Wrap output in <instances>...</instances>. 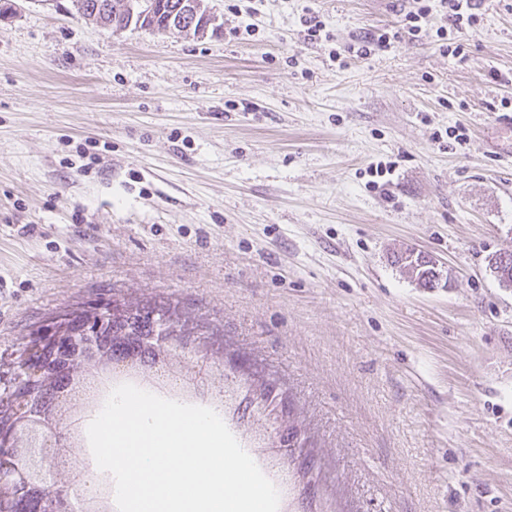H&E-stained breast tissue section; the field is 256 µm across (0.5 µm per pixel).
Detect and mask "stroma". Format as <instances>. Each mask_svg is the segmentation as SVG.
I'll use <instances>...</instances> for the list:
<instances>
[{"label":"stroma","mask_w":512,"mask_h":512,"mask_svg":"<svg viewBox=\"0 0 512 512\" xmlns=\"http://www.w3.org/2000/svg\"><path fill=\"white\" fill-rule=\"evenodd\" d=\"M204 37L0 17V354L53 313L164 297L278 386L228 428L255 462L292 419L279 512H512V0L465 60L397 30L404 0H208ZM325 36L304 38V18ZM467 135L457 143V131ZM416 249L447 279L391 262ZM408 10H404L401 28L394 33L383 31L379 34H366L355 39L353 44L344 46L343 52L352 57L368 59L392 48L396 39L407 36L419 40L429 36L433 7L430 0H410ZM430 27V28H429Z\"/></svg>","instance_id":"obj_1"}]
</instances>
